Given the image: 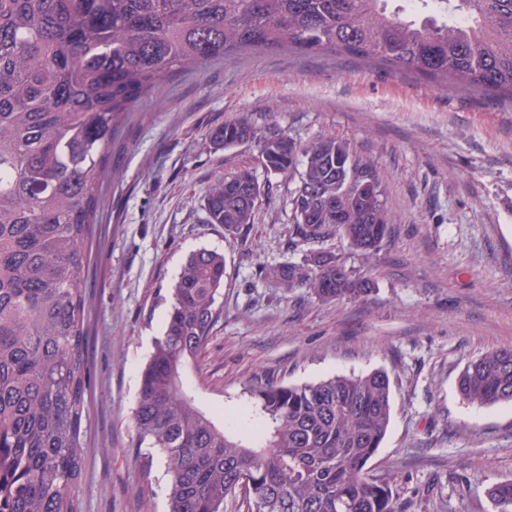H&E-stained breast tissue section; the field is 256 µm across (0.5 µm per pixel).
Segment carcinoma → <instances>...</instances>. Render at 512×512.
Returning a JSON list of instances; mask_svg holds the SVG:
<instances>
[{
  "mask_svg": "<svg viewBox=\"0 0 512 512\" xmlns=\"http://www.w3.org/2000/svg\"><path fill=\"white\" fill-rule=\"evenodd\" d=\"M386 2L0 0V512H74L87 243L112 142L154 87L232 52L331 50L512 101V0H419V21ZM248 137L266 173L302 164L291 192L299 237L339 235L365 254L381 247L393 224L382 176L346 142L275 143L246 118L209 133L224 149ZM264 194L249 169L217 180L205 195L209 222L253 223ZM224 275L223 253L188 256L140 374L138 447L163 455L167 512H226L238 498L246 512H405L366 471L390 422L386 372L254 385L243 439L196 405L183 376L222 315ZM269 277L322 301L370 292L333 256L314 270L281 263ZM458 391L481 406L512 402V349L469 361ZM488 494L512 512V479Z\"/></svg>",
  "mask_w": 512,
  "mask_h": 512,
  "instance_id": "carcinoma-1",
  "label": "carcinoma"
}]
</instances>
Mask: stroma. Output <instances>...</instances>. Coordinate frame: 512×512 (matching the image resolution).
I'll use <instances>...</instances> for the list:
<instances>
[{
    "label": "stroma",
    "instance_id": "35a3bbf8",
    "mask_svg": "<svg viewBox=\"0 0 512 512\" xmlns=\"http://www.w3.org/2000/svg\"><path fill=\"white\" fill-rule=\"evenodd\" d=\"M244 115L304 145L346 141L383 174L391 233L366 257L340 237L301 241L289 197L255 144L214 148L210 130ZM82 274L85 371L77 512H165L161 454L137 449L140 372L163 332L186 257L223 252L221 319L186 384L226 430L246 389L385 371L391 419L368 471L408 512H497L487 491L512 479V403L460 396L457 377L512 348V103L330 52L236 54L157 86L111 148ZM251 169L268 183L253 224L207 221L218 178ZM331 254L372 281L360 299L322 302L265 280L269 265Z\"/></svg>",
    "mask_w": 512,
    "mask_h": 512
}]
</instances>
